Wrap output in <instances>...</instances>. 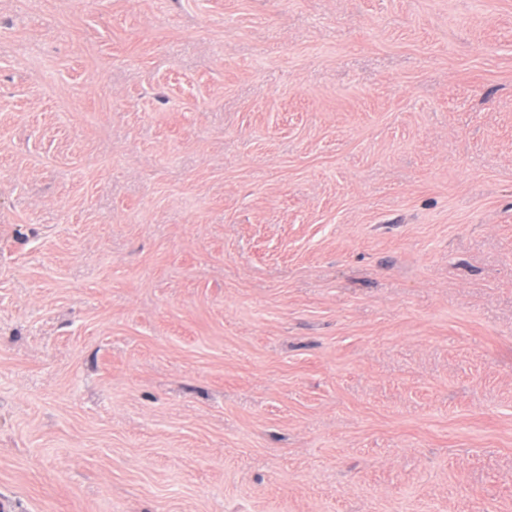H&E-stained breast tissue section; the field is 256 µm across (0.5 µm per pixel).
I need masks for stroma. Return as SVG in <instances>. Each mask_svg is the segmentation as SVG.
<instances>
[{
  "mask_svg": "<svg viewBox=\"0 0 512 512\" xmlns=\"http://www.w3.org/2000/svg\"><path fill=\"white\" fill-rule=\"evenodd\" d=\"M512 512V0H0V500Z\"/></svg>",
  "mask_w": 512,
  "mask_h": 512,
  "instance_id": "stroma-1",
  "label": "stroma"
}]
</instances>
